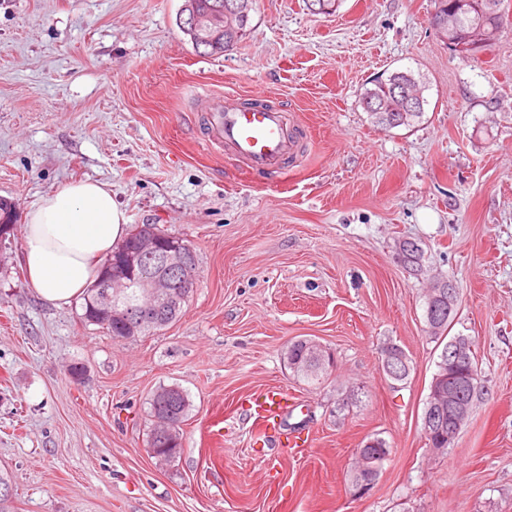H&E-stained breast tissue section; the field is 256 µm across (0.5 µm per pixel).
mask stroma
Wrapping results in <instances>:
<instances>
[{"instance_id":"obj_1","label":"stroma","mask_w":512,"mask_h":512,"mask_svg":"<svg viewBox=\"0 0 512 512\" xmlns=\"http://www.w3.org/2000/svg\"><path fill=\"white\" fill-rule=\"evenodd\" d=\"M183 0H0V198L19 213L70 182L111 185L129 224L191 242L199 282L174 324L131 339L84 326L80 300L29 286L22 233L0 243V471L8 512H512V25L463 57L431 25L436 0H257L249 32L197 54ZM419 72L420 123L381 129L365 88ZM267 93L306 144L288 178L211 143L202 94ZM412 240L423 272L397 258ZM453 283L451 335L483 388L446 454L423 414L442 350L424 294ZM312 338L335 358L294 376ZM409 358L390 380L382 349ZM84 366L73 380L70 365ZM191 403L176 461L147 447L149 399ZM295 401L266 436L253 399ZM390 454L365 496L368 438ZM307 347L305 339L297 340L288 346L285 355L288 367L294 374L304 380L315 382L320 379V374H322L329 365L323 366L319 360H315L314 358L315 356L323 362L322 350H324V348L319 342H309Z\"/></svg>"}]
</instances>
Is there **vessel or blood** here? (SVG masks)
<instances>
[{
  "label": "vessel or blood",
  "mask_w": 512,
  "mask_h": 512,
  "mask_svg": "<svg viewBox=\"0 0 512 512\" xmlns=\"http://www.w3.org/2000/svg\"><path fill=\"white\" fill-rule=\"evenodd\" d=\"M203 110L210 139L242 160L249 172L279 179L288 175L289 164L299 154L302 143L289 133L288 113L283 107L257 94L244 102L210 96L205 99ZM290 405L287 394L269 392L253 408L257 428H266Z\"/></svg>",
  "instance_id": "1"
}]
</instances>
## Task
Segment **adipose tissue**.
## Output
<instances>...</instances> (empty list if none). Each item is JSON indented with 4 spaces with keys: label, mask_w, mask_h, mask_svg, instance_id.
Returning a JSON list of instances; mask_svg holds the SVG:
<instances>
[{
    "label": "adipose tissue",
    "mask_w": 512,
    "mask_h": 512,
    "mask_svg": "<svg viewBox=\"0 0 512 512\" xmlns=\"http://www.w3.org/2000/svg\"><path fill=\"white\" fill-rule=\"evenodd\" d=\"M126 234L109 184L74 182L42 197L23 225L29 286L48 303H69L93 283L100 262Z\"/></svg>",
    "instance_id": "obj_1"
}]
</instances>
